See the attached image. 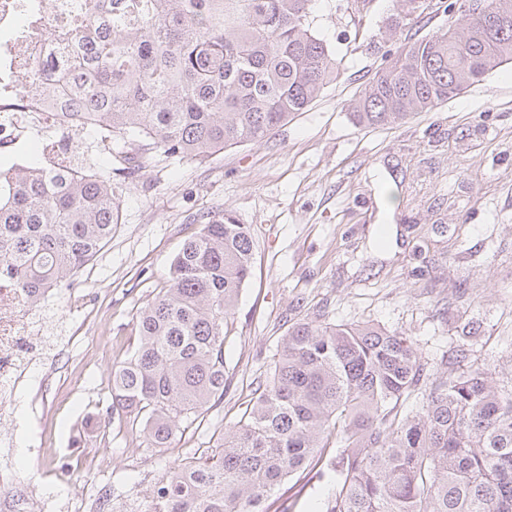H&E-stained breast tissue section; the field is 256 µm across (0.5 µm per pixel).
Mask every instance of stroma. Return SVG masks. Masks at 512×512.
Segmentation results:
<instances>
[{"label": "stroma", "instance_id": "35a3bbf8", "mask_svg": "<svg viewBox=\"0 0 512 512\" xmlns=\"http://www.w3.org/2000/svg\"><path fill=\"white\" fill-rule=\"evenodd\" d=\"M391 0H317L315 26L342 61L336 81L269 139L228 148L203 165L156 155L136 173L112 172L80 134L74 164L112 176L118 224L76 276L78 296L38 307L48 343L35 384L7 400L0 435L14 442L17 481L86 502L113 481L117 495L150 489L165 468L215 447L245 410L298 319L373 322L407 336L428 372L512 379V65L394 127L359 124L350 104L400 46L444 28L431 12L387 37ZM250 225L253 275L224 344V398L172 447H148L140 430L94 414L112 403V367L136 338V311L164 287L172 258L207 212ZM470 336H463V325ZM466 357H458V346ZM45 452H38L40 442ZM107 456L109 472L96 467ZM328 480L287 482L267 512H313Z\"/></svg>", "mask_w": 512, "mask_h": 512}]
</instances>
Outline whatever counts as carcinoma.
I'll list each match as a JSON object with an SVG mask.
<instances>
[{
	"label": "carcinoma",
	"mask_w": 512,
	"mask_h": 512,
	"mask_svg": "<svg viewBox=\"0 0 512 512\" xmlns=\"http://www.w3.org/2000/svg\"><path fill=\"white\" fill-rule=\"evenodd\" d=\"M314 0H96L112 15L87 48L72 100L120 172L156 153L207 162L269 138L332 82L340 61L313 29ZM390 29L427 6L394 0ZM389 56L352 103L359 123L399 125L512 63V0ZM0 186V280L39 301L73 282L112 238L110 178L73 168L14 173ZM254 268L250 226L205 217L164 288L135 315L137 344L112 368L108 418L142 417L170 448L224 397V343ZM430 375L410 340L374 323L303 318L270 375L211 454L165 471L139 512H266L290 477H330L320 512H512V385L476 366ZM420 410L401 416L403 401Z\"/></svg>",
	"instance_id": "cac0c4a2"
}]
</instances>
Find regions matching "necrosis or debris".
Here are the masks:
<instances>
[{"label": "necrosis or debris", "mask_w": 512, "mask_h": 512, "mask_svg": "<svg viewBox=\"0 0 512 512\" xmlns=\"http://www.w3.org/2000/svg\"><path fill=\"white\" fill-rule=\"evenodd\" d=\"M93 0H0V174L36 166L70 168L68 146L87 123L70 103V81L83 67L82 41L91 33ZM47 127L57 140L34 155L13 146L28 128ZM28 296L0 283V398L15 395L42 340ZM56 495L36 500L32 489L0 469V512H42Z\"/></svg>", "instance_id": "1"}]
</instances>
